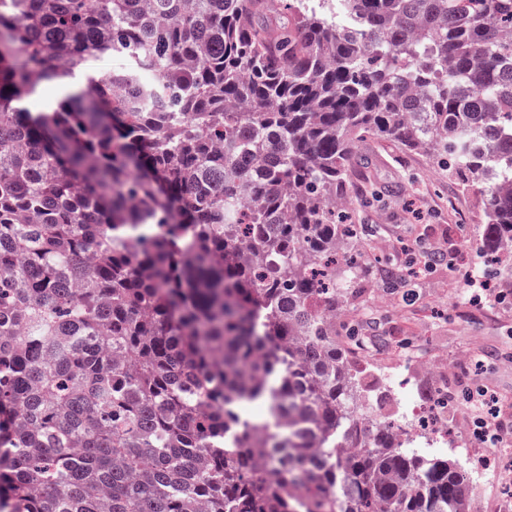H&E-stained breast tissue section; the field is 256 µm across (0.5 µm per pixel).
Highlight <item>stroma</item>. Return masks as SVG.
I'll return each mask as SVG.
<instances>
[{
  "instance_id": "35a3bbf8",
  "label": "stroma",
  "mask_w": 512,
  "mask_h": 512,
  "mask_svg": "<svg viewBox=\"0 0 512 512\" xmlns=\"http://www.w3.org/2000/svg\"><path fill=\"white\" fill-rule=\"evenodd\" d=\"M365 168L352 173L356 192L347 208L365 232L361 258L337 270L348 287L336 299V340L365 366L361 386L373 414L398 420L407 405L428 406V393L455 394L454 417L464 423L466 447L435 454L461 467L487 460L467 486L483 512H512V489L492 471L512 448H491L474 434L466 393L484 387L512 407V305L465 283L483 244L484 195L449 176L423 151L366 136Z\"/></svg>"
}]
</instances>
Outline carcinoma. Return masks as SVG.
I'll list each match as a JSON object with an SVG mask.
<instances>
[{
  "mask_svg": "<svg viewBox=\"0 0 512 512\" xmlns=\"http://www.w3.org/2000/svg\"><path fill=\"white\" fill-rule=\"evenodd\" d=\"M367 135L488 181L479 254L512 242V0H0V508L470 512L358 435L328 315ZM83 82L82 78L80 82H71L67 86L56 82L45 83L37 95L26 99L25 106L30 112L51 111L68 91L83 85Z\"/></svg>",
  "mask_w": 512,
  "mask_h": 512,
  "instance_id": "carcinoma-1",
  "label": "carcinoma"
}]
</instances>
